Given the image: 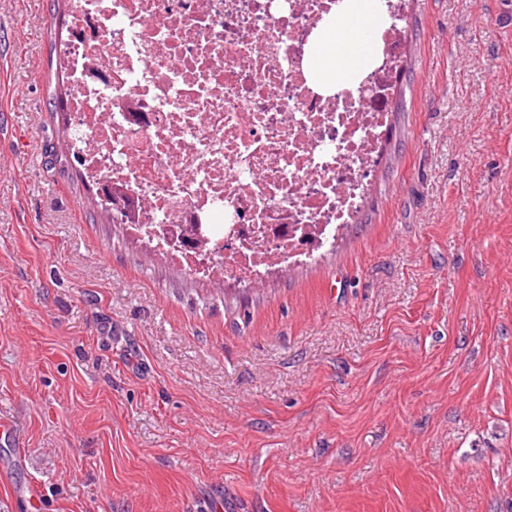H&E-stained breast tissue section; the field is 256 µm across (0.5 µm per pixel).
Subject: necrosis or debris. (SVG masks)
<instances>
[{
    "mask_svg": "<svg viewBox=\"0 0 512 512\" xmlns=\"http://www.w3.org/2000/svg\"><path fill=\"white\" fill-rule=\"evenodd\" d=\"M337 0H70L71 152L141 216L132 234L193 275L248 288L315 262L355 223L391 121L412 0H380L372 63L312 84Z\"/></svg>",
    "mask_w": 512,
    "mask_h": 512,
    "instance_id": "obj_1",
    "label": "necrosis or debris"
}]
</instances>
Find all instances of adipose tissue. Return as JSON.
Returning a JSON list of instances; mask_svg holds the SVG:
<instances>
[{"mask_svg": "<svg viewBox=\"0 0 512 512\" xmlns=\"http://www.w3.org/2000/svg\"><path fill=\"white\" fill-rule=\"evenodd\" d=\"M382 22L379 0H341L309 48L313 81L332 93L366 68L372 54V34Z\"/></svg>", "mask_w": 512, "mask_h": 512, "instance_id": "obj_1", "label": "adipose tissue"}]
</instances>
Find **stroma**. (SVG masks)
Listing matches in <instances>:
<instances>
[{
    "instance_id": "1",
    "label": "stroma",
    "mask_w": 512,
    "mask_h": 512,
    "mask_svg": "<svg viewBox=\"0 0 512 512\" xmlns=\"http://www.w3.org/2000/svg\"><path fill=\"white\" fill-rule=\"evenodd\" d=\"M64 0H0V512H512V0H415L358 224L218 291L92 207Z\"/></svg>"
}]
</instances>
